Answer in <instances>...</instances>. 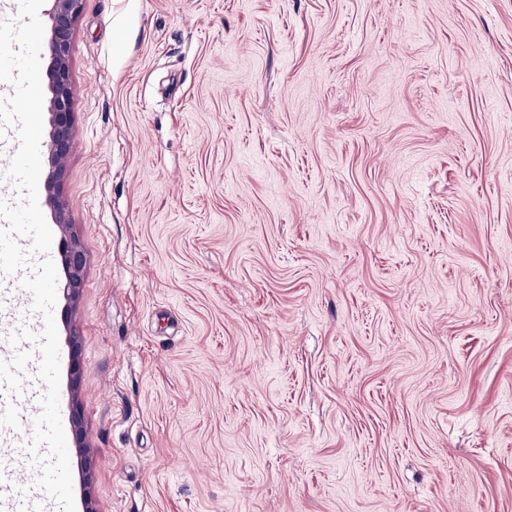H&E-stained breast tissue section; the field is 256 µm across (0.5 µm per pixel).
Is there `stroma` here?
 <instances>
[{
  "label": "stroma",
  "mask_w": 512,
  "mask_h": 512,
  "mask_svg": "<svg viewBox=\"0 0 512 512\" xmlns=\"http://www.w3.org/2000/svg\"><path fill=\"white\" fill-rule=\"evenodd\" d=\"M69 66L75 499L512 512V0H83Z\"/></svg>",
  "instance_id": "obj_1"
}]
</instances>
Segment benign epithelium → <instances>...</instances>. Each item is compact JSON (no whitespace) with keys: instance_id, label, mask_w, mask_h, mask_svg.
Returning a JSON list of instances; mask_svg holds the SVG:
<instances>
[{"instance_id":"1","label":"benign epithelium","mask_w":512,"mask_h":512,"mask_svg":"<svg viewBox=\"0 0 512 512\" xmlns=\"http://www.w3.org/2000/svg\"><path fill=\"white\" fill-rule=\"evenodd\" d=\"M82 0H52L50 12L52 34L47 44L49 64L47 67L48 86L51 94L49 137L46 142L50 171L44 181V190L55 210V223L62 240V252L69 269V279L64 294L70 301L78 298L83 253L78 242L70 234V220L63 203L57 194V183L62 175V161L71 145L73 112L71 108V88L69 77V50L73 24L80 12ZM70 418L76 432V453L90 457V449L83 440L80 428L82 411L78 399H73Z\"/></svg>"}]
</instances>
